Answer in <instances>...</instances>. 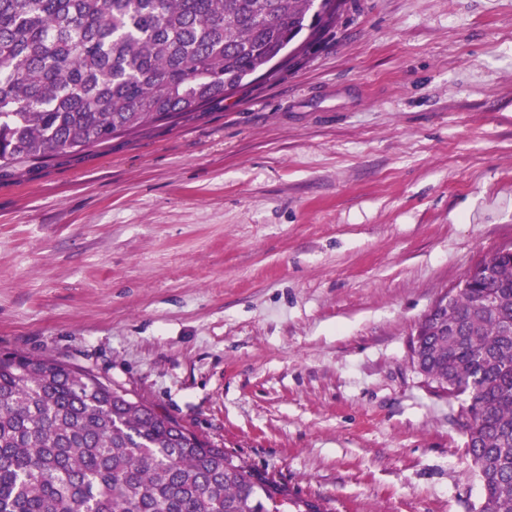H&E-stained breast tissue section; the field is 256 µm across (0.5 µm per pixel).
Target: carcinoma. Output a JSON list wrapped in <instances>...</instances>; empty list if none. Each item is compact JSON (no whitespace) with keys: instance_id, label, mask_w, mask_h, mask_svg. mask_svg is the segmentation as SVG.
<instances>
[{"instance_id":"carcinoma-1","label":"carcinoma","mask_w":512,"mask_h":512,"mask_svg":"<svg viewBox=\"0 0 512 512\" xmlns=\"http://www.w3.org/2000/svg\"><path fill=\"white\" fill-rule=\"evenodd\" d=\"M338 21L336 0H0V172L222 103ZM488 264L454 302L458 335L420 321L421 373L462 399L478 512H512V255ZM113 392L0 355V512H283L251 465Z\"/></svg>"}]
</instances>
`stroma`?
Listing matches in <instances>:
<instances>
[{
    "label": "stroma",
    "mask_w": 512,
    "mask_h": 512,
    "mask_svg": "<svg viewBox=\"0 0 512 512\" xmlns=\"http://www.w3.org/2000/svg\"><path fill=\"white\" fill-rule=\"evenodd\" d=\"M512 245V0H346L223 103L0 173V353L52 355L325 512H476L423 315Z\"/></svg>",
    "instance_id": "obj_1"
}]
</instances>
